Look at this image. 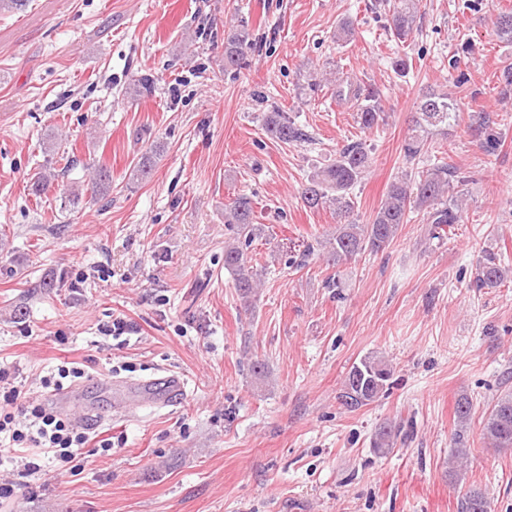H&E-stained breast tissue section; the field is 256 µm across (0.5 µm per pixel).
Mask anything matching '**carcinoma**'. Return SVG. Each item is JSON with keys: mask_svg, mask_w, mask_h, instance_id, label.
I'll return each instance as SVG.
<instances>
[{"mask_svg": "<svg viewBox=\"0 0 512 512\" xmlns=\"http://www.w3.org/2000/svg\"><path fill=\"white\" fill-rule=\"evenodd\" d=\"M420 16L421 0H390L388 31L399 40L405 39L413 32ZM495 32L501 41L512 44V13L499 16ZM251 47L252 41L246 29L228 32L224 38V70L244 66ZM329 84L334 86L336 100L355 112L356 121L362 129L371 130L384 121L378 87L365 86L348 77L344 79L337 73ZM459 110V103L452 96L433 92L424 94L411 132L404 140V156L414 160L429 153V135L434 132L447 135L451 120ZM493 125L495 122L485 116L476 126V131L484 134L490 153L499 145L498 132L494 131ZM264 126L271 137L285 143L309 140L307 132L291 122L284 112L267 113ZM156 155L155 150L143 154L133 169V177L147 179ZM370 166L371 155L365 144L353 141L340 149L331 163L315 172L303 188L302 196L307 206L331 208L344 219L336 233L325 240L324 247L332 263L337 265L366 250L375 253L385 250L413 211L423 214V223L430 225L433 238L437 230L462 223L465 209L462 180L456 167L445 157L436 155L414 175L406 174L390 184L384 201L369 223H356L350 219L355 206L351 190ZM89 182L94 194L107 190L112 182L110 171L103 166L95 168ZM224 224L232 232L231 241L224 245V268L234 276L235 288L247 304L256 296L261 284L260 274L254 270L248 256L257 230L253 201L248 195L240 194L225 206ZM511 273V269L501 264V259L490 254L479 262L474 283L478 288H498L507 283ZM391 387V369L380 358L368 355L349 368L338 399L347 410L355 411L375 402ZM471 410L472 402L468 397L463 396L457 401L458 432H463ZM398 433L399 428L391 424L379 428L372 448L382 454L388 452L396 445ZM484 435L495 448H512V393L496 399L485 422ZM460 512H488L484 495L476 489L470 490L460 502Z\"/></svg>", "mask_w": 512, "mask_h": 512, "instance_id": "cac0c4a2", "label": "carcinoma"}]
</instances>
